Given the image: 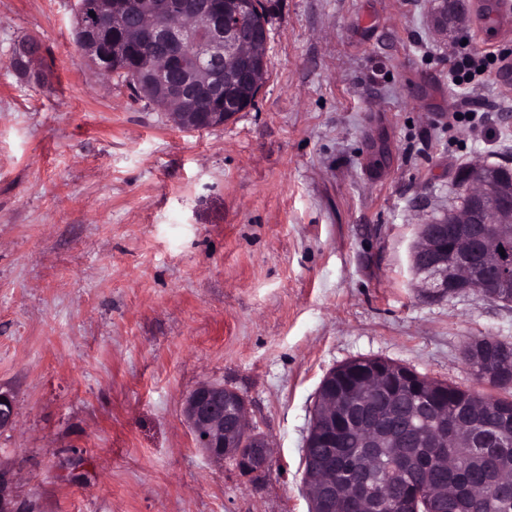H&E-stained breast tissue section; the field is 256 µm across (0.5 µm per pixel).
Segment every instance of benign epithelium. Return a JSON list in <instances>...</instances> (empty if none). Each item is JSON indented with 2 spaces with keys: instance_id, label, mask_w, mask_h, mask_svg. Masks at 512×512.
I'll return each mask as SVG.
<instances>
[{
  "instance_id": "7a95c632",
  "label": "benign epithelium",
  "mask_w": 512,
  "mask_h": 512,
  "mask_svg": "<svg viewBox=\"0 0 512 512\" xmlns=\"http://www.w3.org/2000/svg\"><path fill=\"white\" fill-rule=\"evenodd\" d=\"M100 0L95 16L86 14L79 6L78 20L86 30L83 57L90 63L104 55L101 48L105 32L114 33L112 53L116 57L123 50L124 41L115 33L128 31L133 41L156 50L151 63L143 70L141 80L153 96L170 109L175 126L184 130H209L224 125L229 112L246 109V104L224 95V84L216 80L223 60L234 66L232 78L240 83L260 86L263 83L267 60H257L252 47L269 43L266 23L253 19L254 0H244L236 19L230 21L224 14L222 0H179L176 11H171L168 0H112V8ZM44 48L35 38L18 42L13 48L9 64L17 72L34 79L43 76ZM199 99L212 100L224 107L222 112H196ZM506 170L503 165H479L471 176L464 171L460 179L465 183L466 205L456 209L451 220L437 218L420 225L412 261L416 271L425 275L424 282L430 297H455L471 291L491 300L495 294L488 288L499 289L502 295L512 293V264L501 256L499 249L509 251L512 245V195L500 189L495 175ZM359 383L381 390L385 380L392 378L383 363L378 362L357 373ZM400 384L410 390L412 418L427 413L437 385L420 375L403 371ZM0 431L13 429L17 411L13 393L0 389ZM325 412L340 432L358 419L346 412L353 404L352 396L322 401ZM183 416L191 428L198 448L214 463L222 465L225 459L238 463L245 473L266 472L272 464L269 440L257 434L250 423L246 401L237 392L220 383L198 384L186 397ZM356 432L364 438V455L369 459H393L402 456V439L378 425L361 424ZM459 447H473V430L457 418L440 429L428 441L431 451L425 458V469L435 471L448 462V442ZM323 481L315 483L306 478L309 498L324 508L335 510V499L324 493L336 478L340 457L336 449H329L323 460ZM411 494L425 496L441 503L448 501V489L441 484H429ZM346 506L359 512H388L389 503L365 478L359 477L344 489ZM0 512H19L14 496V477L0 468Z\"/></svg>"
}]
</instances>
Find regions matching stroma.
I'll use <instances>...</instances> for the list:
<instances>
[{"label":"stroma","mask_w":512,"mask_h":512,"mask_svg":"<svg viewBox=\"0 0 512 512\" xmlns=\"http://www.w3.org/2000/svg\"><path fill=\"white\" fill-rule=\"evenodd\" d=\"M438 0H263L254 106L183 131L87 66L78 0H0V385L18 425L0 467L35 512H309L302 462L324 377L382 358L485 394L462 358L512 343V306L428 299L420 224L474 162L512 164V85L476 80L484 127L449 131L461 37ZM38 38L39 85L9 66ZM246 401L273 452L244 475L195 445L199 383Z\"/></svg>","instance_id":"obj_1"}]
</instances>
